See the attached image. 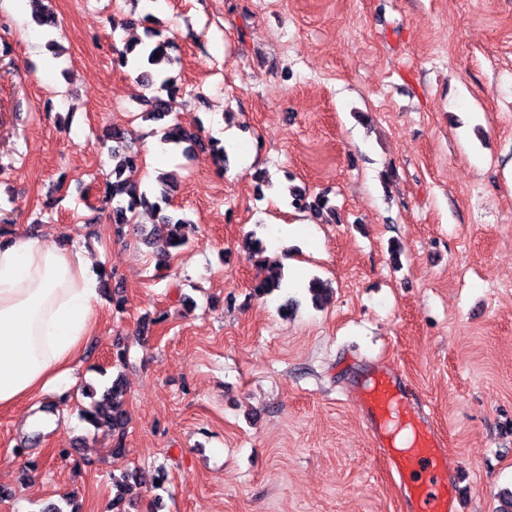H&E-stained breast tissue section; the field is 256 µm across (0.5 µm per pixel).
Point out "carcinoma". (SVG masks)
Here are the masks:
<instances>
[{
    "instance_id": "1",
    "label": "carcinoma",
    "mask_w": 512,
    "mask_h": 512,
    "mask_svg": "<svg viewBox=\"0 0 512 512\" xmlns=\"http://www.w3.org/2000/svg\"><path fill=\"white\" fill-rule=\"evenodd\" d=\"M36 6L33 14L39 25L54 27L57 20L53 11L42 5L43 0H30ZM161 33L153 28H145V39L140 41L142 48L134 59L128 55L134 51V46L128 45L119 52L118 63L125 67L133 64L138 76L150 90V96L145 98L146 116L162 125L161 140L182 148L186 154H192L199 142V132L191 131L178 123L170 121L171 102L180 91L177 80L171 75L177 60L170 56V44L160 39ZM104 142L112 143V154L123 153V163L112 170V179L106 181L101 203L112 207V223L116 225V232L122 233L123 228L136 223L137 217L142 213H149L156 217V222L150 227L141 229V240L147 246L157 242L164 243V256L170 257V250L178 249L188 242L189 232L192 230V221L165 212L162 204L168 201V176L160 174L156 181L160 186L157 191L141 187L140 182L125 175L142 164L141 151L136 145L135 137L125 127L114 126L106 131ZM209 156L213 162L224 167L227 164L228 154L221 141L209 138ZM291 205L303 212L316 216L327 215L336 219V208L329 205L328 193L315 195L314 200L307 201L306 193L292 188L289 190ZM284 280L283 267L278 263L268 265L266 276L253 287V295L266 296L282 288ZM308 290L314 303L321 305L330 297L329 284L319 278L310 281ZM83 395L92 399L88 408L82 409V418L94 427L107 426L112 428V436L116 437L113 454L122 457L126 453L123 439L128 422V413L125 409V389L122 375L112 379L111 385L104 388L101 398L95 399L96 391L86 386L82 389Z\"/></svg>"
}]
</instances>
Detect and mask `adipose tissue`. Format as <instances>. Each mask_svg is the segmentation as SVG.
<instances>
[{
  "instance_id": "1",
  "label": "adipose tissue",
  "mask_w": 512,
  "mask_h": 512,
  "mask_svg": "<svg viewBox=\"0 0 512 512\" xmlns=\"http://www.w3.org/2000/svg\"><path fill=\"white\" fill-rule=\"evenodd\" d=\"M101 281L83 248L24 231L0 244V407L68 383Z\"/></svg>"
}]
</instances>
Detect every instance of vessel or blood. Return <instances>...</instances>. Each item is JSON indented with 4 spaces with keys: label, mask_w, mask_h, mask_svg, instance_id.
<instances>
[{
    "label": "vessel or blood",
    "mask_w": 512,
    "mask_h": 512,
    "mask_svg": "<svg viewBox=\"0 0 512 512\" xmlns=\"http://www.w3.org/2000/svg\"><path fill=\"white\" fill-rule=\"evenodd\" d=\"M402 375L376 366L356 397L365 426L399 478L405 512H455L456 474L444 458L447 439L423 401L406 397Z\"/></svg>",
    "instance_id": "1"
}]
</instances>
